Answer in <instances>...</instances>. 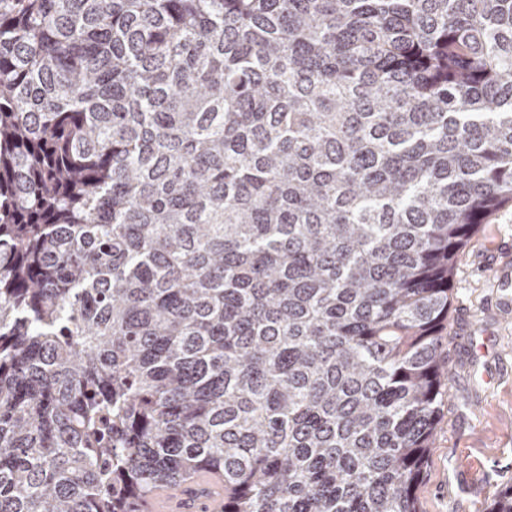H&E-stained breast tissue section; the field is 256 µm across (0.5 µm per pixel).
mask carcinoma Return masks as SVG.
I'll return each mask as SVG.
<instances>
[{"label":"carcinoma","mask_w":512,"mask_h":512,"mask_svg":"<svg viewBox=\"0 0 512 512\" xmlns=\"http://www.w3.org/2000/svg\"><path fill=\"white\" fill-rule=\"evenodd\" d=\"M509 205L512 0H0V512H419ZM224 475L198 471L175 481L156 483L137 512H223Z\"/></svg>","instance_id":"obj_1"}]
</instances>
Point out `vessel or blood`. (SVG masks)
<instances>
[{
	"mask_svg": "<svg viewBox=\"0 0 512 512\" xmlns=\"http://www.w3.org/2000/svg\"><path fill=\"white\" fill-rule=\"evenodd\" d=\"M137 512H224V476L218 471H198L158 482Z\"/></svg>",
	"mask_w": 512,
	"mask_h": 512,
	"instance_id": "b4317fda",
	"label": "vessel or blood"
}]
</instances>
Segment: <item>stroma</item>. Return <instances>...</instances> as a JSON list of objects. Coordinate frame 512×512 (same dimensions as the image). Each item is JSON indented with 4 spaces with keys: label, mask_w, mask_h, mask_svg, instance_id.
Returning <instances> with one entry per match:
<instances>
[{
    "label": "stroma",
    "mask_w": 512,
    "mask_h": 512,
    "mask_svg": "<svg viewBox=\"0 0 512 512\" xmlns=\"http://www.w3.org/2000/svg\"><path fill=\"white\" fill-rule=\"evenodd\" d=\"M512 256V207L471 236L454 278L441 348L452 370L436 443L417 490L421 512H487L512 485V311L495 307Z\"/></svg>",
    "instance_id": "stroma-1"
}]
</instances>
